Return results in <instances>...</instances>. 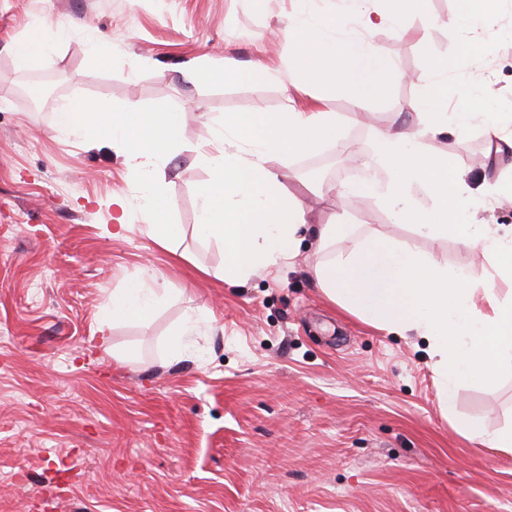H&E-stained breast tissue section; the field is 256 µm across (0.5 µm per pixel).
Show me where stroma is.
<instances>
[{
	"mask_svg": "<svg viewBox=\"0 0 512 512\" xmlns=\"http://www.w3.org/2000/svg\"><path fill=\"white\" fill-rule=\"evenodd\" d=\"M463 5L421 0L406 36L367 31L399 77L385 97L359 99L340 86L287 87L290 49L277 31L294 0H0V512H512V455L456 426L512 425V376L462 385L444 415L423 340L387 334L322 293L312 231L296 258L242 285L224 279L223 246L195 233L206 121L291 98L342 123L336 143L267 161L291 191L320 185L313 223L338 217L344 247L394 239L485 279L481 252L392 223L369 179L339 198L348 179L332 170L342 155L359 168L376 129L410 122L426 87L403 76L431 58L447 63L449 84L479 81L492 108L512 104V0L486 34L495 51L480 71L446 28ZM37 23L53 54L18 70L8 47ZM98 42L107 63L91 59ZM225 56L270 73L221 85L187 77ZM74 96L184 110L183 147L158 173L179 238L146 234L140 180L119 153L56 133L54 114ZM492 146L478 125L426 143L474 181L501 174ZM119 195L127 228L116 236ZM148 270L165 301L101 343L113 293ZM189 316L198 333L172 359L168 339Z\"/></svg>",
	"mask_w": 512,
	"mask_h": 512,
	"instance_id": "stroma-1",
	"label": "stroma"
}]
</instances>
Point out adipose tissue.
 Here are the masks:
<instances>
[{
    "label": "adipose tissue",
    "mask_w": 512,
    "mask_h": 512,
    "mask_svg": "<svg viewBox=\"0 0 512 512\" xmlns=\"http://www.w3.org/2000/svg\"><path fill=\"white\" fill-rule=\"evenodd\" d=\"M384 2L336 0L327 15L313 11L311 0H297L294 16L279 31L291 48L289 84L350 85L361 79L373 96H384L396 74L381 62L364 34L385 28L405 35L402 20L417 9L419 0H393L390 8ZM504 2L478 0L477 8L447 23L449 36L467 32L474 68L488 62L492 49L485 34L498 23ZM52 52L40 24L10 47L20 70L48 62ZM446 72L442 61L431 60L425 79L437 85V92L413 104L411 127L376 131L366 165L382 176L379 195L393 223L411 225L432 238L453 234L462 245L490 258L500 279L512 282V227L467 221L471 210L487 205V182L468 184L447 157L424 148L425 140L447 134L449 127L478 123L500 142L501 164L512 169V113L487 107V90L479 82L457 89L456 103H449ZM262 73L261 66L246 67L227 57L198 67L191 77L213 84ZM54 122L60 132L88 145L107 143L119 151L129 170L144 178L146 232L162 242L180 236L153 177L183 144L181 112L146 111L133 103L118 110L106 100L74 97L59 107ZM340 129L335 113L302 112L289 103L276 112L228 114L211 127L196 156L208 173L196 190V229L200 237L223 245L225 276L244 280L258 268L297 255L298 233L309 222L308 211L267 161L275 154L316 151L335 142ZM421 194L432 199L431 207L420 206ZM343 229L337 222L318 228L320 247L332 251L316 270L323 293L377 329L425 340L445 412H452L462 382L489 383L512 374V292L503 297L491 287L476 290L472 273L448 269L434 254L406 244L368 238L353 250L333 251ZM154 280V274L144 273L113 294L112 310L98 328L101 336H108L114 324L146 319L155 310L163 297Z\"/></svg>",
    "instance_id": "adipose-tissue-1"
}]
</instances>
